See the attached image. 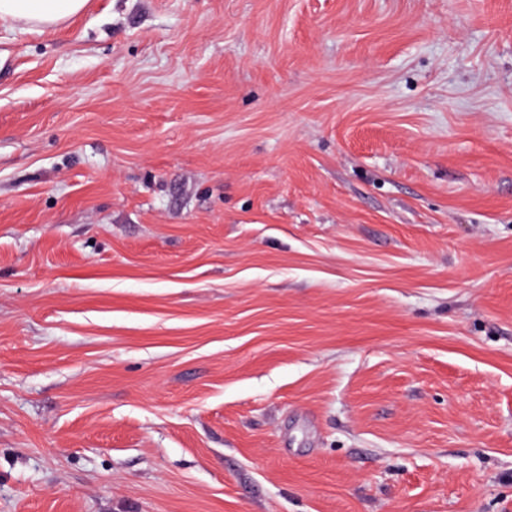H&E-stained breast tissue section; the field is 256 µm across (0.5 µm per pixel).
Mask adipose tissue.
I'll list each match as a JSON object with an SVG mask.
<instances>
[{
	"mask_svg": "<svg viewBox=\"0 0 512 512\" xmlns=\"http://www.w3.org/2000/svg\"><path fill=\"white\" fill-rule=\"evenodd\" d=\"M87 0H0V22L43 32L79 14Z\"/></svg>",
	"mask_w": 512,
	"mask_h": 512,
	"instance_id": "adipose-tissue-1",
	"label": "adipose tissue"
}]
</instances>
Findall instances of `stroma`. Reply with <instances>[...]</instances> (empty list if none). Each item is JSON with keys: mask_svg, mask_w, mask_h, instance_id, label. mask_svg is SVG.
I'll return each mask as SVG.
<instances>
[{"mask_svg": "<svg viewBox=\"0 0 512 512\" xmlns=\"http://www.w3.org/2000/svg\"><path fill=\"white\" fill-rule=\"evenodd\" d=\"M0 512H512V0L0 24Z\"/></svg>", "mask_w": 512, "mask_h": 512, "instance_id": "stroma-1", "label": "stroma"}]
</instances>
